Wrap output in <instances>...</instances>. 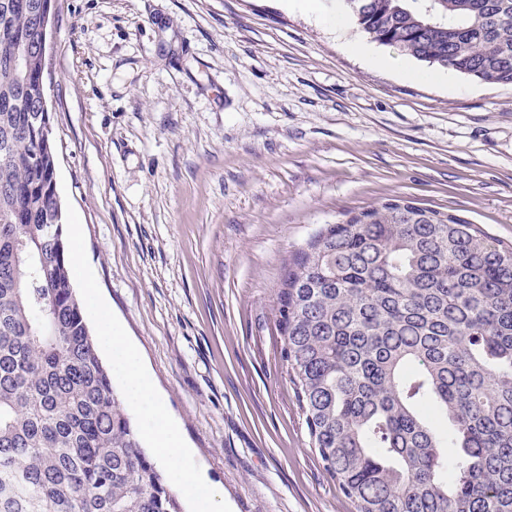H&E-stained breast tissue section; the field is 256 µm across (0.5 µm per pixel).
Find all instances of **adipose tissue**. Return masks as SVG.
<instances>
[{"instance_id":"adipose-tissue-1","label":"adipose tissue","mask_w":512,"mask_h":512,"mask_svg":"<svg viewBox=\"0 0 512 512\" xmlns=\"http://www.w3.org/2000/svg\"><path fill=\"white\" fill-rule=\"evenodd\" d=\"M100 341L112 358L113 374L123 381L128 401L140 413L141 428L151 438L169 481L191 499L195 512H219L214 489L182 466L188 450L177 428L164 415L137 351L108 322L101 328Z\"/></svg>"}]
</instances>
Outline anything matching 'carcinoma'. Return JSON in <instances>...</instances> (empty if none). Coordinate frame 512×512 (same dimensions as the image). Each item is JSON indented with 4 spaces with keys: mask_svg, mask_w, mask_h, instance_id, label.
<instances>
[{
    "mask_svg": "<svg viewBox=\"0 0 512 512\" xmlns=\"http://www.w3.org/2000/svg\"><path fill=\"white\" fill-rule=\"evenodd\" d=\"M43 2L0 0V512H182L71 284ZM345 3L378 43L512 85V0ZM366 214L292 252L276 293L311 444L355 512H512V249L430 207Z\"/></svg>",
    "mask_w": 512,
    "mask_h": 512,
    "instance_id": "cac0c4a2",
    "label": "carcinoma"
}]
</instances>
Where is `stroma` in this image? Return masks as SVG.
Returning <instances> with one entry per match:
<instances>
[{
  "mask_svg": "<svg viewBox=\"0 0 512 512\" xmlns=\"http://www.w3.org/2000/svg\"><path fill=\"white\" fill-rule=\"evenodd\" d=\"M336 11L344 30L313 0H52L71 281L92 335L107 319L138 349L222 512H355L281 357L290 251L392 199L512 248V86L410 79Z\"/></svg>",
  "mask_w": 512,
  "mask_h": 512,
  "instance_id": "1",
  "label": "stroma"
}]
</instances>
